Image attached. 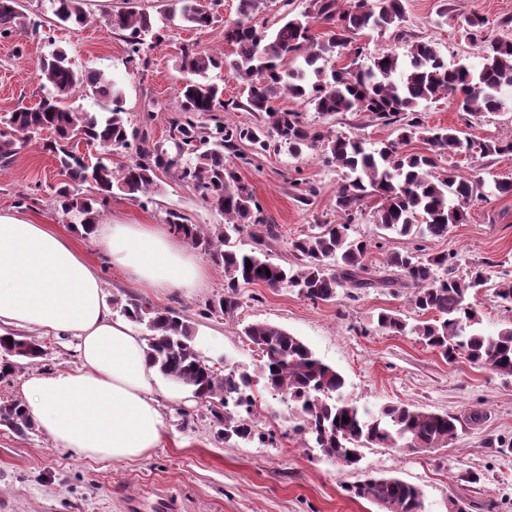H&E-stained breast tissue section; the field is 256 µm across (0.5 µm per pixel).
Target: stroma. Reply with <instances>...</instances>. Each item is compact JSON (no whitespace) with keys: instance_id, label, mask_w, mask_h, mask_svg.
I'll list each match as a JSON object with an SVG mask.
<instances>
[{"instance_id":"35a3bbf8","label":"stroma","mask_w":512,"mask_h":512,"mask_svg":"<svg viewBox=\"0 0 512 512\" xmlns=\"http://www.w3.org/2000/svg\"><path fill=\"white\" fill-rule=\"evenodd\" d=\"M133 1L155 17V34L146 40L145 68L127 65L122 32L103 24L104 13L124 8L126 0H84L89 22L78 31L52 25L49 0H19L21 13L41 19L44 26L37 36L22 27L14 38L0 39V115L39 101L44 89L38 63L56 46L66 50L74 69L101 70L120 82L131 127L145 135L148 144H169L170 120L179 112L181 50L190 45L205 52L225 51L224 27L238 20V0H222L213 24L202 29L162 13L160 0ZM403 3L401 28L360 36L366 46L360 65L384 52L404 53L415 40L438 43L449 63H478L479 45L461 35L466 18L473 15L485 19L488 34L512 38V0ZM207 80L223 87L225 99L236 103L224 112L225 125L258 123V115L245 110L247 88L232 71L211 70ZM282 105L296 107L288 99ZM299 110L308 127L357 135L370 145L395 136L393 126L365 112L329 116L305 106ZM421 111L431 127L453 126L484 140L512 138V96L501 111L480 119L444 98L424 104ZM240 150L248 158H231V168L260 203L268 222L277 227L278 239L269 257L291 265V240L313 232L316 225L340 222L335 195L344 181L343 171L327 162L317 147L303 149L298 156L284 147L259 152L244 144ZM440 164L458 166L465 174L480 172L484 198L469 206L466 223L453 226L447 237L426 240L427 250L457 253L463 270L474 262H496L493 281L512 280V196L494 193L495 180L512 179V159L445 155ZM60 180L57 160L31 143L11 162H0V210L19 207L71 232L74 217L64 213L53 197ZM376 208V199L365 200L352 235L373 243L367 263L382 276L386 254L404 249L407 241L376 224ZM170 210L196 224L224 221L191 185L171 172L160 173L148 197L134 201L114 194L101 214L129 223L161 224ZM79 242L96 264L110 298L132 294L146 305L176 310L192 323L195 346L212 365L255 370L259 355L242 329L266 321L301 338L318 358L336 368L345 379L346 396L358 405L376 409L404 403L446 412L458 417L457 433L447 447L413 455L395 448L363 449L362 467L353 470L319 449L303 447L294 431L299 415L293 404L263 395L249 418L257 438L228 441L223 423L188 390L179 400L160 398L167 422L161 445L134 462L82 458L54 447L40 429L19 435L0 426V512H127L129 499L156 489L177 495L187 512H378L374 504L351 497L346 490L367 470L420 487L425 512H450L456 498L465 500L466 512H512V379L462 360L448 363L415 337L380 328L377 316L385 309L415 321L410 289L367 288L355 301L341 294L314 302L287 288L243 285L237 290L236 312L205 319L200 309L224 291V270L209 257L200 259L206 270L200 288L159 298L135 290L122 272L96 254L89 237H80ZM31 337L45 354L23 361L0 381V404L22 398L30 373L65 371L75 365L68 340L38 331ZM475 409L483 413L477 423L469 419Z\"/></svg>"}]
</instances>
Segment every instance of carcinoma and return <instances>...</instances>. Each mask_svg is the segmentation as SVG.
I'll list each match as a JSON object with an SVG mask.
<instances>
[{
  "mask_svg": "<svg viewBox=\"0 0 512 512\" xmlns=\"http://www.w3.org/2000/svg\"><path fill=\"white\" fill-rule=\"evenodd\" d=\"M172 11L193 28H206L213 14L199 8L198 0H170ZM266 0H238L242 19L224 30L230 53L219 60L210 52L182 50V70L187 77L178 89L179 116L171 121L170 138L175 155L157 145L148 146L130 128L124 109L123 90L100 70L79 71L68 54L56 49L40 58L39 70L45 96L33 107L19 106L0 116V160L10 162L30 141L43 137V147L57 159L64 181L55 195L63 212L80 217L79 226L88 234L101 206L117 189L137 200L156 185L158 171L177 170L180 180L193 185L202 198L224 214V223L209 229L193 223L180 212H167L166 222L194 248L224 267L230 292L206 304L205 317L233 314L241 284L281 286L314 302L329 301L343 290L350 300L358 291L380 284L385 288H412L411 304L424 319L413 326L388 310L377 316L378 326L405 335L411 333L426 346L438 350L453 363L464 359L512 376V326L495 334L478 328L476 298L491 280L488 267L476 264L470 274H457L455 253H430L424 240L448 236L450 227L467 220L469 205L482 197V179L464 175L458 167H442L438 158L460 154L512 155V140L478 141L455 127H429L417 111L423 102L447 98L472 116L493 114L502 108L504 90L512 89V41L488 39L484 19L467 21L462 36L484 43L481 63L448 65L439 44L414 41L403 55L374 57L365 67L327 68L319 61L337 48H351L360 57L364 46L354 38L364 29L399 28L405 20L403 0H309L307 9L294 15L282 14L276 27L252 26L246 19L258 12ZM54 23L74 30L87 23L82 0H50ZM18 0H0V38L9 39L20 24ZM330 30L319 36L312 21ZM104 24L126 33L129 62L148 66L143 57L144 36L152 32L150 13L134 6L105 16ZM227 65L247 85V108L262 114L259 126H226L220 113L231 103L223 90L201 82L220 64ZM80 89L107 99L106 111L79 112L66 100ZM286 97L331 115L367 112L384 125L395 126L394 139L374 148L343 134L326 136L302 124L299 112L280 106ZM207 118L211 124L198 122ZM81 137L96 149L98 157L85 161L72 143ZM427 145L424 152L406 146L414 138ZM288 147L294 155L317 142L324 156L346 170L347 180L336 192V210L342 221L318 224L317 231L291 242L296 264L287 268L269 261L268 241L278 237L267 223L250 191L227 169L224 150L237 151L248 142L257 151L271 142ZM133 151V157L112 169V155ZM87 186V192L80 187ZM368 197L379 198L375 221L384 230L408 238L409 246L390 252L386 266L400 278H371L366 258L372 244L350 236L352 223ZM249 233L253 248L248 251L231 244V234ZM252 267H246V262ZM113 304L137 324L146 325L150 335L146 347L162 376L192 390L195 398L208 403V410L224 423V440H249L254 436L247 415L257 405L255 387L273 398L295 404L302 424L305 447L319 448L347 467H359L361 448H398L408 454L444 448L457 430L458 418L405 404H389L374 412L347 399L345 380L332 366L317 358L300 338L268 323L254 322L243 334L262 355L253 374L226 367L220 372L208 364L193 344L190 323L173 310H156L141 301L118 299ZM0 354L12 372L24 360L43 356L42 346L25 335L0 338ZM224 412H219V408ZM0 424L25 434L33 422L20 400L0 405ZM348 491L355 498L374 503L379 512H422V491L397 477L367 475Z\"/></svg>",
  "mask_w": 512,
  "mask_h": 512,
  "instance_id": "cac0c4a2",
  "label": "carcinoma"
}]
</instances>
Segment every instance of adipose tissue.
Segmentation results:
<instances>
[{
    "mask_svg": "<svg viewBox=\"0 0 512 512\" xmlns=\"http://www.w3.org/2000/svg\"><path fill=\"white\" fill-rule=\"evenodd\" d=\"M90 238L138 288L188 294L205 279L195 255L164 225L106 219ZM19 329L75 341V368L34 373L23 385L31 420L56 447L116 462L158 447L166 427L159 371L141 336L113 312L97 268L52 225L3 210L0 336Z\"/></svg>",
    "mask_w": 512,
    "mask_h": 512,
    "instance_id": "1",
    "label": "adipose tissue"
}]
</instances>
